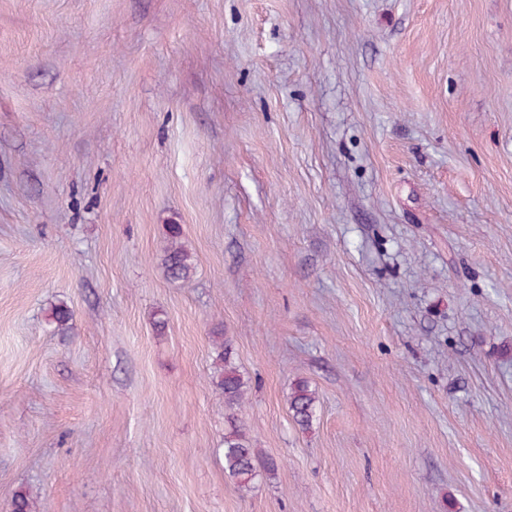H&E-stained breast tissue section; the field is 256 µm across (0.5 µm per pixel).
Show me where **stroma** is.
Returning a JSON list of instances; mask_svg holds the SVG:
<instances>
[{"instance_id": "1", "label": "stroma", "mask_w": 512, "mask_h": 512, "mask_svg": "<svg viewBox=\"0 0 512 512\" xmlns=\"http://www.w3.org/2000/svg\"><path fill=\"white\" fill-rule=\"evenodd\" d=\"M218 326L278 464L247 489ZM18 490L512 512V0H0V512ZM169 241L164 248L162 265L166 276L174 282L189 281L195 268L192 253L181 242V228L171 224ZM214 345L211 366V384L224 397V407L234 410L245 402L250 388L248 380L237 370L233 362L231 342L224 336V329L216 327L212 331ZM316 402L315 392L309 388L307 382L301 381L292 388L288 398L289 409L294 422L304 430L312 424ZM224 432V471L240 487H249L258 475V467L267 472L275 471L277 462L268 458L259 462L251 448L245 429L234 415L228 417Z\"/></svg>"}]
</instances>
